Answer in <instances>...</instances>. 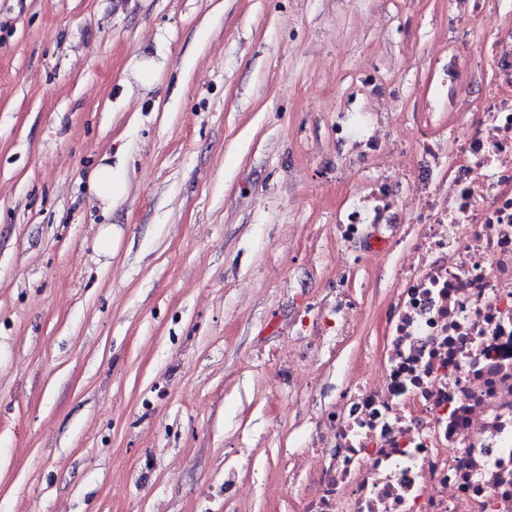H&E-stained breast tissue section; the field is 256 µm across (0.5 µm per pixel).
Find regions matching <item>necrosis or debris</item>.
I'll list each match as a JSON object with an SVG mask.
<instances>
[{
    "label": "necrosis or debris",
    "instance_id": "1",
    "mask_svg": "<svg viewBox=\"0 0 512 512\" xmlns=\"http://www.w3.org/2000/svg\"><path fill=\"white\" fill-rule=\"evenodd\" d=\"M446 2L423 132L394 138L397 91L371 59L332 124L369 171L336 208L337 241L375 225L406 247L378 374L310 423L302 512H512V16Z\"/></svg>",
    "mask_w": 512,
    "mask_h": 512
}]
</instances>
